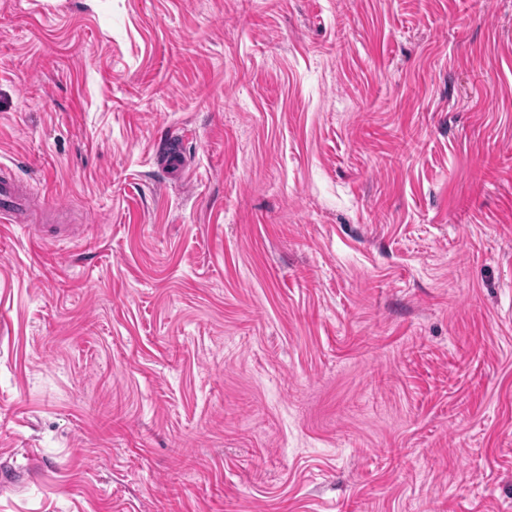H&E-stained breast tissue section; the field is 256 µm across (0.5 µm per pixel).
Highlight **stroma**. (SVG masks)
I'll return each mask as SVG.
<instances>
[{
	"instance_id": "obj_1",
	"label": "stroma",
	"mask_w": 512,
	"mask_h": 512,
	"mask_svg": "<svg viewBox=\"0 0 512 512\" xmlns=\"http://www.w3.org/2000/svg\"><path fill=\"white\" fill-rule=\"evenodd\" d=\"M2 162L0 512H512V0H0ZM11 168L0 166V216L4 222L13 223L20 212L30 204L27 186L15 179Z\"/></svg>"
}]
</instances>
